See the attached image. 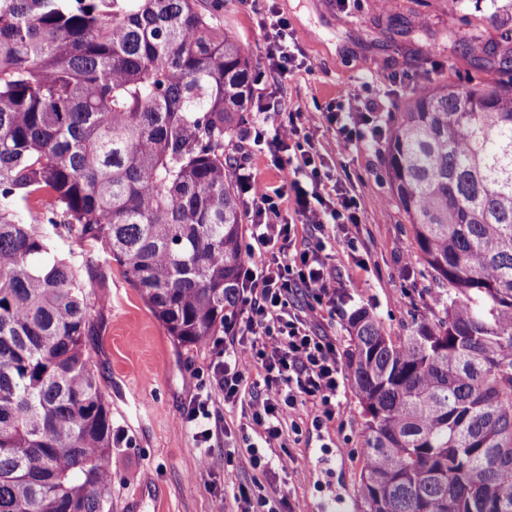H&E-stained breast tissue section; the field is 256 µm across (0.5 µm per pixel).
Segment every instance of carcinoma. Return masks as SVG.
I'll use <instances>...</instances> for the list:
<instances>
[{"instance_id": "1", "label": "carcinoma", "mask_w": 512, "mask_h": 512, "mask_svg": "<svg viewBox=\"0 0 512 512\" xmlns=\"http://www.w3.org/2000/svg\"><path fill=\"white\" fill-rule=\"evenodd\" d=\"M448 39L501 79L415 93L385 141L445 298L396 342L350 315L364 512H512V47ZM252 79L199 0H0V512H112L88 292L55 238L100 245L182 345L237 311L244 215L224 141Z\"/></svg>"}]
</instances>
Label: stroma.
<instances>
[{"mask_svg": "<svg viewBox=\"0 0 512 512\" xmlns=\"http://www.w3.org/2000/svg\"><path fill=\"white\" fill-rule=\"evenodd\" d=\"M202 6L238 39L255 73L245 134L225 143V155L243 157L259 179L279 184L283 174L270 152L253 146L246 134L261 117L276 123L308 113L313 120L304 132L325 170L360 203L359 223L330 231L326 251L336 269V312L318 310L317 330L332 336L342 359L351 349L348 317L357 308L369 309L393 339L407 336L437 313L441 290L394 198L382 142L342 150L326 115L357 87L359 110L387 129L413 89L491 82L489 64L450 48L448 35L480 32L493 42L512 40V0H460L454 9L448 0H395L386 11L378 0H202ZM273 12L287 20L306 63L278 80L271 77V37L263 24ZM417 13L429 17L427 32L405 33L406 20ZM86 283L95 327L89 348L118 438L112 512H240L241 502L229 496L239 489L265 499L275 512H323L336 496L346 512H361L367 431L353 386L337 397L333 418L316 402H302L281 438L263 443L252 420L263 398L260 363L246 367L238 401L225 403L211 389V344H178L118 266H102ZM208 391L213 436L204 449L185 413L196 394ZM252 443L265 456H291L305 465L288 472L253 468Z\"/></svg>", "mask_w": 512, "mask_h": 512, "instance_id": "stroma-1", "label": "stroma"}]
</instances>
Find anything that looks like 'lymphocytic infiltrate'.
Listing matches in <instances>:
<instances>
[{"mask_svg":"<svg viewBox=\"0 0 512 512\" xmlns=\"http://www.w3.org/2000/svg\"><path fill=\"white\" fill-rule=\"evenodd\" d=\"M347 107L330 113L344 146L353 141L381 138L380 127L368 125L355 104L359 90L346 95ZM305 114L273 125L271 130L257 129L256 143H267L277 168L290 174L288 184L277 187L260 181L245 164L235 173L249 195L247 212L252 232L249 250L265 255L261 264L245 267L238 327L225 340L211 366L213 385L224 393L225 402H235L242 370L253 361H261L265 397L253 412L254 422L262 428L266 440L280 438L283 423L298 403H320L325 417L336 414V398L346 380L344 368L336 357V346L329 336L313 331L311 312L298 309L294 299L307 292L316 305L332 299L336 292L334 267L322 257L333 224L359 221L358 203L353 195H338L336 205L326 201L328 183L318 169L315 154L300 140ZM294 194L299 224H281L278 201ZM306 227L313 240L299 249L290 244L298 227Z\"/></svg>","mask_w":512,"mask_h":512,"instance_id":"f902f5d3","label":"lymphocytic infiltrate"}]
</instances>
